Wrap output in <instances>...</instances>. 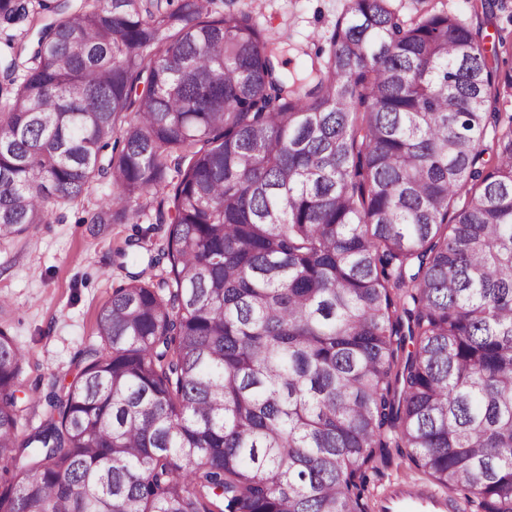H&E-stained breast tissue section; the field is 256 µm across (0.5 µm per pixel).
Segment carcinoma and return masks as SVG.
Instances as JSON below:
<instances>
[{
  "mask_svg": "<svg viewBox=\"0 0 512 512\" xmlns=\"http://www.w3.org/2000/svg\"><path fill=\"white\" fill-rule=\"evenodd\" d=\"M468 5L347 0L286 74L204 0L42 26L0 0L39 27L0 82V239L106 176L92 224L169 188L165 277L113 289L25 436L0 327V512H372L391 445L464 512H512V35L486 50L499 0Z\"/></svg>",
  "mask_w": 512,
  "mask_h": 512,
  "instance_id": "carcinoma-1",
  "label": "carcinoma"
}]
</instances>
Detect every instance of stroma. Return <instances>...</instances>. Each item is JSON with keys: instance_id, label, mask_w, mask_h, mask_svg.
<instances>
[{"instance_id": "1", "label": "stroma", "mask_w": 512, "mask_h": 512, "mask_svg": "<svg viewBox=\"0 0 512 512\" xmlns=\"http://www.w3.org/2000/svg\"><path fill=\"white\" fill-rule=\"evenodd\" d=\"M216 12H247L288 44L282 70L299 69L296 46L327 47L346 0H210ZM114 191L110 180L92 185L77 205L56 210L50 223L34 224L19 238L0 240V326L25 353L17 405L25 428L37 426L52 386L69 383L76 356L96 343V324L113 288L127 273L158 282L165 264L151 265L165 239L155 208L125 224H94L90 217Z\"/></svg>"}]
</instances>
